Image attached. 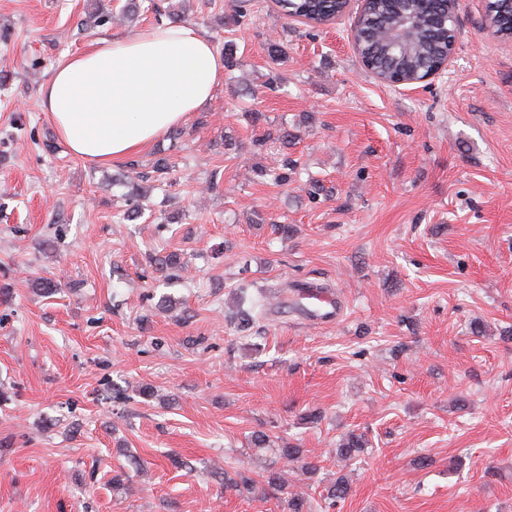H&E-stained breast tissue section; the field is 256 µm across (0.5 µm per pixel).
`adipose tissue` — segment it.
<instances>
[{
    "label": "adipose tissue",
    "instance_id": "ef3b65f1",
    "mask_svg": "<svg viewBox=\"0 0 512 512\" xmlns=\"http://www.w3.org/2000/svg\"><path fill=\"white\" fill-rule=\"evenodd\" d=\"M223 74L207 38L168 23L93 40L57 63L42 89V110L73 155L108 163L201 111Z\"/></svg>",
    "mask_w": 512,
    "mask_h": 512
}]
</instances>
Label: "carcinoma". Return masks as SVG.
Here are the masks:
<instances>
[{
	"label": "carcinoma",
	"mask_w": 512,
	"mask_h": 512,
	"mask_svg": "<svg viewBox=\"0 0 512 512\" xmlns=\"http://www.w3.org/2000/svg\"><path fill=\"white\" fill-rule=\"evenodd\" d=\"M279 12L285 18L301 19L303 22L317 26L346 12L347 0H277ZM448 9V0H430L428 11L419 17L418 24L412 31L409 41L397 44L390 38L398 16L414 14L419 11L417 0H370L359 16L355 40L358 55L365 69L382 82L410 81L422 77L436 68L445 53L451 51L455 39L454 22H444ZM159 7L155 0H127L120 9L122 18L132 20L147 13H156ZM485 24L503 41H512V0H492L487 7ZM170 168L168 158L159 156L148 165V171L142 173L144 181H159ZM185 262L178 253H169L156 262V269L169 277L179 276L184 270ZM265 301L258 296L251 299L250 308L240 312L237 329L241 332L252 329L264 318ZM273 440L265 433L251 436V445L257 449H273L274 455L289 462L300 464L304 475H313L318 467L305 458L304 450L290 443L272 448ZM368 441L362 434H346L336 446V457L342 461L356 458L367 448ZM224 487L247 492L256 490L258 483L270 488L282 485L281 475L269 470L262 476V481L237 471H215ZM324 500L328 505L345 500L350 491L349 479L340 475L325 487ZM288 512H310L311 506L304 493L291 492L287 501Z\"/></svg>",
	"instance_id": "carcinoma-1"
}]
</instances>
